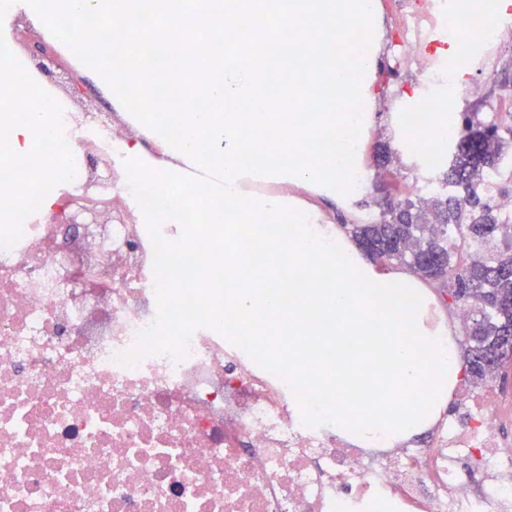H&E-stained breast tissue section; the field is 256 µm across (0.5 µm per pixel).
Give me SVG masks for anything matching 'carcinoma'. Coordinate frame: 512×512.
<instances>
[{
  "mask_svg": "<svg viewBox=\"0 0 512 512\" xmlns=\"http://www.w3.org/2000/svg\"><path fill=\"white\" fill-rule=\"evenodd\" d=\"M448 170L439 181L448 192L414 202L392 198L372 224H354L351 232L373 248V257L407 265L425 280L442 282L452 304L468 310L470 336L466 377L474 383L512 371V356L497 357L512 338V223L490 204L485 178L507 165L504 147L512 124L485 112L458 113ZM458 238L469 252L456 262L448 239Z\"/></svg>",
  "mask_w": 512,
  "mask_h": 512,
  "instance_id": "obj_1",
  "label": "carcinoma"
}]
</instances>
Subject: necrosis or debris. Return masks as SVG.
Instances as JSON below:
<instances>
[{
	"instance_id": "4bbe7bcc",
	"label": "necrosis or debris",
	"mask_w": 512,
	"mask_h": 512,
	"mask_svg": "<svg viewBox=\"0 0 512 512\" xmlns=\"http://www.w3.org/2000/svg\"><path fill=\"white\" fill-rule=\"evenodd\" d=\"M397 70L446 77L421 29L448 0H395ZM57 111L63 159L20 208L0 207V512H340L381 497L393 512H512V391L458 393L423 446L361 455L288 408V386L202 328L181 360L127 366L156 313L154 248L126 162L169 163L135 117ZM108 211L82 249L68 217ZM481 470L459 467L471 449Z\"/></svg>"
}]
</instances>
